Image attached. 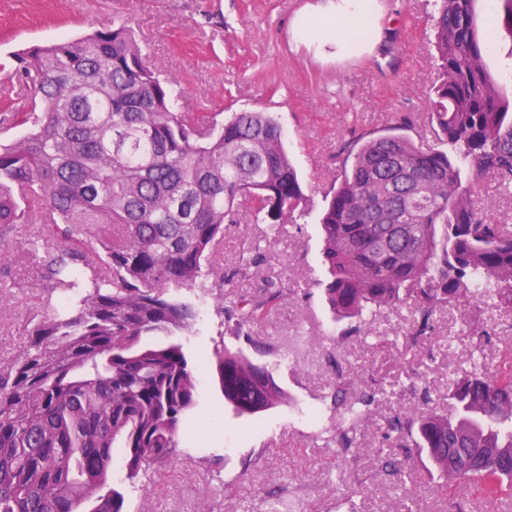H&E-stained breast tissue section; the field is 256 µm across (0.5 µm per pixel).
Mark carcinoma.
I'll use <instances>...</instances> for the list:
<instances>
[{
    "instance_id": "cac0c4a2",
    "label": "carcinoma",
    "mask_w": 512,
    "mask_h": 512,
    "mask_svg": "<svg viewBox=\"0 0 512 512\" xmlns=\"http://www.w3.org/2000/svg\"><path fill=\"white\" fill-rule=\"evenodd\" d=\"M475 0H439L434 147L403 125L365 140L342 166L320 217L326 300L338 321L413 301L408 344L438 308L493 302L512 311V228L477 208L475 187L512 184V91L484 62ZM31 91L12 120L27 134L0 143V265L16 224L52 227L44 244L50 313L26 325L25 347L0 359V512H127L111 486L114 457L133 481L177 455L198 401L196 362L175 340L215 300L224 331L250 336L290 288L273 283L224 304L213 263L239 199L259 224H286L305 200L276 120L240 112L219 129L173 106L126 24L30 46L11 57ZM475 333L471 371L448 378V413L395 415L388 428L426 452L450 483L496 498L512 491V360L487 370ZM212 379L234 412L286 399L274 367L218 349ZM373 394L334 396L323 447H355Z\"/></svg>"
}]
</instances>
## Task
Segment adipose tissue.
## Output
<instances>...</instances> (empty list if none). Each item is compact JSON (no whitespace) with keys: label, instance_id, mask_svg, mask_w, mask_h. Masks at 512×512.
Wrapping results in <instances>:
<instances>
[{"label":"adipose tissue","instance_id":"obj_1","mask_svg":"<svg viewBox=\"0 0 512 512\" xmlns=\"http://www.w3.org/2000/svg\"><path fill=\"white\" fill-rule=\"evenodd\" d=\"M332 13L302 14L296 21L299 36L307 41L350 48L366 40L373 28L374 0H343Z\"/></svg>","mask_w":512,"mask_h":512}]
</instances>
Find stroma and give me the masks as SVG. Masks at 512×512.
<instances>
[{
  "mask_svg": "<svg viewBox=\"0 0 512 512\" xmlns=\"http://www.w3.org/2000/svg\"><path fill=\"white\" fill-rule=\"evenodd\" d=\"M341 0H0V115L10 111L16 89L4 67L11 55L34 44L76 38L102 26L132 25L162 75L178 79L183 112L217 122L237 112H265L282 127L284 144L302 181L304 215L270 232L249 220L227 226L217 248L232 271L253 245L263 260L247 277L234 278L225 297L256 292L268 279L288 283L293 293L260 323L252 339L265 350L262 363L280 361L275 378L286 402L259 419L239 418L224 404L210 371L200 375L193 418L207 433L186 427L177 456L146 486L113 463L112 485L126 495L130 512H404L412 498L419 512H512V502L472 488H450L416 448L382 438L394 413L416 417L423 399L448 404V371L465 372L470 325L492 339L484 360L496 368L512 346V312L491 304L442 307L435 330L410 354L402 335L411 307L385 309L370 320V333H349L334 322L320 285L325 277L319 217L342 161L357 142L394 124H404L416 143L431 146V87L438 77L431 17L434 0H375L371 40L357 50L302 41L294 31L306 11L332 8ZM485 44L484 64L512 91V35L500 5L476 0ZM45 225L18 224L9 235L11 262L0 268V358H11L27 338L24 325L46 314L35 291L38 257L28 243L42 242ZM224 333L215 302L201 305L193 331L182 343L191 356L222 347H246ZM426 374V394L399 392L410 373ZM382 386L362 425L361 451L338 453L313 440L331 424L332 397ZM401 461L405 496L395 495L391 475L375 455Z\"/></svg>",
  "mask_w": 512,
  "mask_h": 512,
  "instance_id": "35a3bbf8",
  "label": "stroma"
}]
</instances>
